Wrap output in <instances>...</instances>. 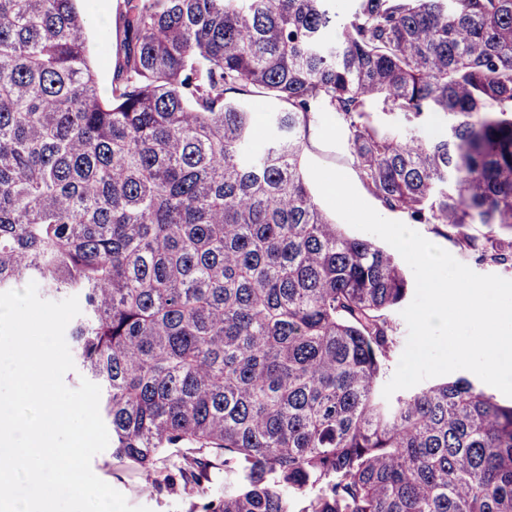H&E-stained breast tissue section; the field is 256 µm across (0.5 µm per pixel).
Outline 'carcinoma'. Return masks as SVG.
<instances>
[{
  "mask_svg": "<svg viewBox=\"0 0 512 512\" xmlns=\"http://www.w3.org/2000/svg\"><path fill=\"white\" fill-rule=\"evenodd\" d=\"M77 2L0 0V292L78 297L112 458L201 512H512V405L465 378L383 397L407 274L302 164L336 113L384 208L511 270L512 0L340 25L330 0H124L109 99ZM256 94L282 107L253 150Z\"/></svg>",
  "mask_w": 512,
  "mask_h": 512,
  "instance_id": "obj_1",
  "label": "carcinoma"
}]
</instances>
